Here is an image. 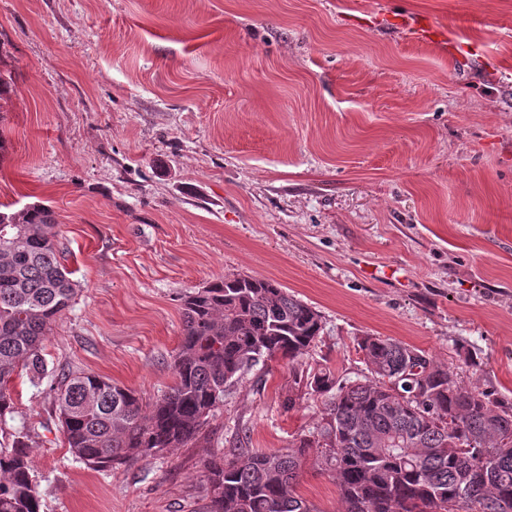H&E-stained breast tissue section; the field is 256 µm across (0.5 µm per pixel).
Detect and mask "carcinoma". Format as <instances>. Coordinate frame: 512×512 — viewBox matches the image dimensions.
I'll list each match as a JSON object with an SVG mask.
<instances>
[{
  "instance_id": "carcinoma-1",
  "label": "carcinoma",
  "mask_w": 512,
  "mask_h": 512,
  "mask_svg": "<svg viewBox=\"0 0 512 512\" xmlns=\"http://www.w3.org/2000/svg\"><path fill=\"white\" fill-rule=\"evenodd\" d=\"M57 226L42 202L0 211V418L13 409L14 374L48 378L69 451L110 470L198 441L225 392L281 359L326 412L284 452L209 461L207 512H319L296 491L311 456L331 472L342 512H512L511 401L381 336L358 340L364 378L301 363L322 316L274 280L229 275L185 293L174 382L152 402L103 376L49 372L44 344L79 292ZM31 456L25 430L0 428V512H41Z\"/></svg>"
}]
</instances>
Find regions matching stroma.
Returning <instances> with one entry per match:
<instances>
[{
    "mask_svg": "<svg viewBox=\"0 0 512 512\" xmlns=\"http://www.w3.org/2000/svg\"><path fill=\"white\" fill-rule=\"evenodd\" d=\"M0 72V203L54 208L82 288L48 367L154 399L181 296L245 274L321 313L309 363L362 376L358 339L390 337L512 401V0H0ZM12 393L42 512H206L209 456L324 412L272 360L195 444L95 471L48 383ZM298 492L341 510L319 466Z\"/></svg>",
    "mask_w": 512,
    "mask_h": 512,
    "instance_id": "35a3bbf8",
    "label": "stroma"
}]
</instances>
